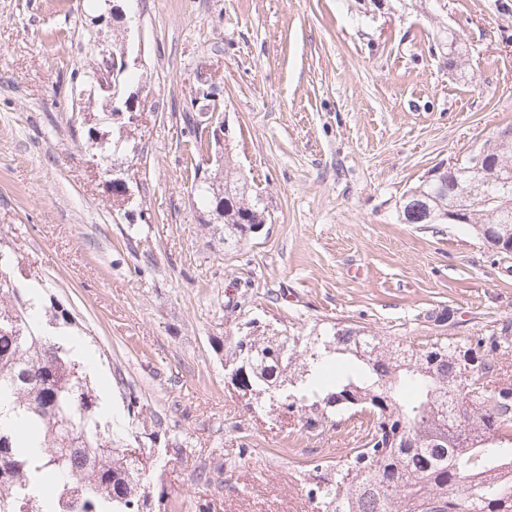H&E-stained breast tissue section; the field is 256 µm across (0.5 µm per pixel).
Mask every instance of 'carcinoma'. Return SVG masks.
<instances>
[{"label": "carcinoma", "instance_id": "1", "mask_svg": "<svg viewBox=\"0 0 512 512\" xmlns=\"http://www.w3.org/2000/svg\"><path fill=\"white\" fill-rule=\"evenodd\" d=\"M188 144L209 152L201 119H186ZM198 200L213 213L227 247L268 218L265 199L230 157L201 171ZM473 224L512 221V182L491 184ZM448 223V188L420 181L405 204ZM41 277L0 248V512H154L144 443L114 438L86 367L67 344L75 324L54 298L32 292ZM267 338H241L230 362L247 363L254 389L277 407L307 415L308 427L368 410L359 447L336 463V488L322 512H512V376L496 360L512 348V327L460 343L437 337L392 344L355 325L330 321L307 336L278 339L280 359L263 360ZM349 364L329 371L332 356ZM480 398L448 385L461 367ZM24 419L25 434L6 426ZM55 479L45 491L49 478Z\"/></svg>", "mask_w": 512, "mask_h": 512}]
</instances>
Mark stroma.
Returning <instances> with one entry per match:
<instances>
[{
    "instance_id": "35a3bbf8",
    "label": "stroma",
    "mask_w": 512,
    "mask_h": 512,
    "mask_svg": "<svg viewBox=\"0 0 512 512\" xmlns=\"http://www.w3.org/2000/svg\"><path fill=\"white\" fill-rule=\"evenodd\" d=\"M359 0H0V246L50 283L95 354L112 429L155 432L165 512H318L350 430L244 397L225 367L249 320L308 334L343 320L396 340L460 341L512 324V254L467 224H406L431 168L512 126V0H431L365 19ZM137 18L148 110L116 206L74 120L83 35ZM463 37L450 71L432 36ZM220 91L236 167L270 218L239 247L204 228L182 115L197 73ZM143 409L129 418L126 394ZM182 444L181 454L169 449Z\"/></svg>"
}]
</instances>
